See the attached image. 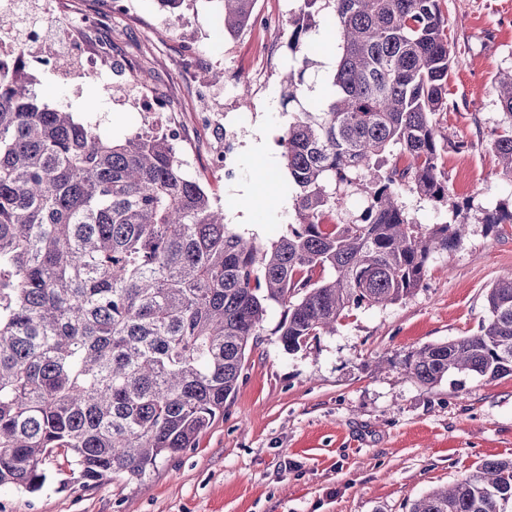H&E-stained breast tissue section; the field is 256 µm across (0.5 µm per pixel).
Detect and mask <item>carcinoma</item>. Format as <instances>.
<instances>
[{
	"instance_id": "1",
	"label": "carcinoma",
	"mask_w": 512,
	"mask_h": 512,
	"mask_svg": "<svg viewBox=\"0 0 512 512\" xmlns=\"http://www.w3.org/2000/svg\"><path fill=\"white\" fill-rule=\"evenodd\" d=\"M224 33L256 0H220ZM289 46L315 16L335 28L330 95L293 113L278 143L294 213L273 241L224 223L183 168L173 135L102 138L38 99L23 51L0 59V486L40 490L63 457L74 481L139 480L224 414L270 307L297 351L362 305L421 286L433 255L460 243L469 216L428 228L398 201L404 185L448 200L441 134L452 48L439 0H301ZM303 73L283 82L297 101ZM492 151L512 181V71L499 73ZM366 194L342 218L347 191ZM482 223L512 224V202ZM476 334L403 360L423 385L450 371L512 376V271L486 295ZM512 460L413 501L409 512H507Z\"/></svg>"
}]
</instances>
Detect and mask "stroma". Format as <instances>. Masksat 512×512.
<instances>
[{
	"instance_id": "35a3bbf8",
	"label": "stroma",
	"mask_w": 512,
	"mask_h": 512,
	"mask_svg": "<svg viewBox=\"0 0 512 512\" xmlns=\"http://www.w3.org/2000/svg\"><path fill=\"white\" fill-rule=\"evenodd\" d=\"M112 0H39L47 25L62 14H93L101 22L86 37L112 42V68L95 80L37 73L36 91L51 106H65L102 137L121 140L154 123L119 97L152 93L167 98L170 122L180 126L187 174L200 178L226 223L268 243L294 218L277 139L288 123L281 78L303 70L299 100L310 105L329 92L336 57L329 29L313 37L324 48H288L289 22L300 0H257L255 10L275 16L271 28L246 27L234 36L221 28L218 0H186L174 14L156 0H129L127 14ZM454 43L448 107L437 123L448 138L442 169L447 202L408 189L400 198L422 225L444 221L449 205L472 218L464 240L433 259L412 294L387 307L352 309L334 334L284 350L277 326L282 308L264 319L247 353L233 400L195 447L161 460L145 478L106 481L92 488L73 482L67 465L52 464L43 489L30 494L0 487V512H407L430 490L474 473L489 460L512 459V376L490 380L452 372L432 386L411 379L401 361L411 351L475 334L487 317L486 291L512 269V224H482V210L512 199L491 150L503 114L498 73L512 69V0H441ZM223 70L213 82L211 73ZM149 74L141 83L140 74ZM209 91L212 124L194 122V88ZM237 141L225 181L209 153ZM263 144L264 171L250 147ZM276 183L279 205L253 223H240L260 174Z\"/></svg>"
}]
</instances>
